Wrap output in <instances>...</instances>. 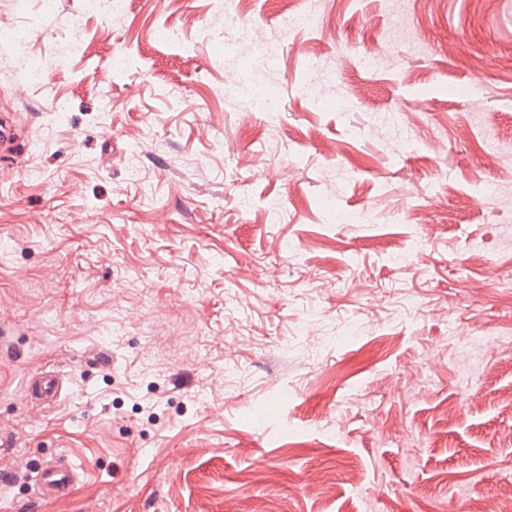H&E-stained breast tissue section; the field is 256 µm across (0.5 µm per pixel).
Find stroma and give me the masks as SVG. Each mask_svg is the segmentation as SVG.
<instances>
[{
	"mask_svg": "<svg viewBox=\"0 0 512 512\" xmlns=\"http://www.w3.org/2000/svg\"><path fill=\"white\" fill-rule=\"evenodd\" d=\"M399 4L414 35L385 46L383 0H126L66 59L81 0H0L37 18L47 74L9 114L0 323L70 378L50 410L0 397V512H512V181L472 192L512 164L472 133L512 143V0ZM245 27L275 111L223 89ZM307 57L329 104L300 93ZM395 285L416 317L377 302ZM62 452L82 476L48 505L35 470Z\"/></svg>",
	"mask_w": 512,
	"mask_h": 512,
	"instance_id": "35a3bbf8",
	"label": "stroma"
}]
</instances>
